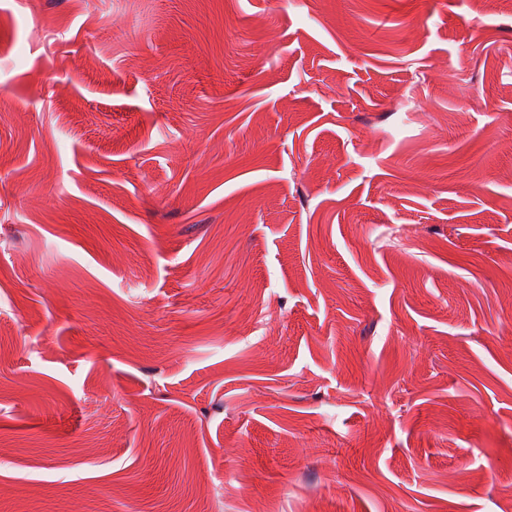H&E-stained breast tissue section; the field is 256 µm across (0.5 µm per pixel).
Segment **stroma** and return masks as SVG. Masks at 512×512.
<instances>
[{"label":"stroma","instance_id":"obj_1","mask_svg":"<svg viewBox=\"0 0 512 512\" xmlns=\"http://www.w3.org/2000/svg\"><path fill=\"white\" fill-rule=\"evenodd\" d=\"M509 488L507 0H0V512Z\"/></svg>","mask_w":512,"mask_h":512}]
</instances>
